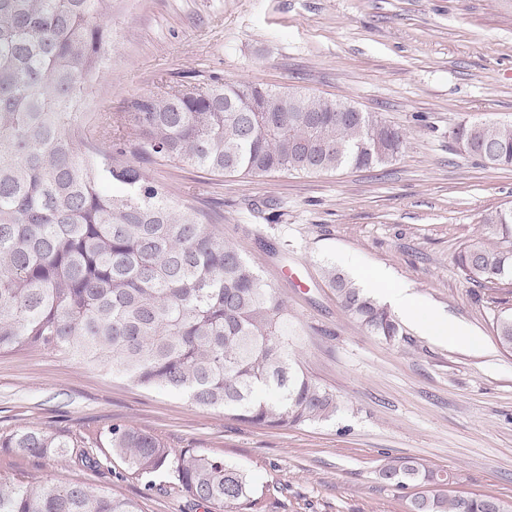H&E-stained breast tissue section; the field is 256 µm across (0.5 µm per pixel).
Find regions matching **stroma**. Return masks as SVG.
I'll return each instance as SVG.
<instances>
[{"mask_svg": "<svg viewBox=\"0 0 512 512\" xmlns=\"http://www.w3.org/2000/svg\"><path fill=\"white\" fill-rule=\"evenodd\" d=\"M107 28L112 58L89 93L88 121L164 84L220 78L347 100L404 129L398 156L370 169L252 177L143 163L277 289L298 360L345 408L318 424L260 428L69 355L3 354L0 435L65 434L101 466L0 450V478L80 481L141 512H235L191 505L171 473L129 470L107 440L112 424L128 423L173 453L247 471L260 512H408L414 488L378 477L394 457L453 473L447 494L512 501V352L494 337L512 285L471 283L455 261L484 215L512 204V168L485 165L452 135L467 121L512 122V0H112ZM342 254L390 269L476 344L412 324L400 343L369 335L323 276Z\"/></svg>", "mask_w": 512, "mask_h": 512, "instance_id": "35a3bbf8", "label": "stroma"}]
</instances>
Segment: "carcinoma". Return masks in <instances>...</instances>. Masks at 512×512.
I'll list each match as a JSON object with an SVG mask.
<instances>
[{
  "label": "carcinoma",
  "instance_id": "carcinoma-1",
  "mask_svg": "<svg viewBox=\"0 0 512 512\" xmlns=\"http://www.w3.org/2000/svg\"><path fill=\"white\" fill-rule=\"evenodd\" d=\"M111 12L112 0H0V354L71 355L254 426L332 419L342 402L295 358L277 290L136 158L219 174H313L384 164L406 134L346 111V100L218 79L204 91L139 95L117 125H88L84 95L112 55ZM453 136L484 164L512 167V123L465 122ZM456 261L476 283L511 280L512 205L486 213L481 236ZM324 278L369 334L403 339L396 315L340 270L328 266ZM495 335L512 352V315L497 319ZM108 440L139 475L172 471L199 505H257L252 477L222 458L174 455L124 423L112 424ZM0 448L91 460L78 441L34 428L0 436ZM378 476L400 490L445 486L449 474L400 457ZM0 512L140 510L83 483L0 479ZM409 512H512V504L427 491Z\"/></svg>",
  "mask_w": 512,
  "mask_h": 512
}]
</instances>
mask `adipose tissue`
<instances>
[{"instance_id": "ef3b65f1", "label": "adipose tissue", "mask_w": 512, "mask_h": 512, "mask_svg": "<svg viewBox=\"0 0 512 512\" xmlns=\"http://www.w3.org/2000/svg\"><path fill=\"white\" fill-rule=\"evenodd\" d=\"M342 263L349 268L356 281L366 287L381 290L393 312L416 324L426 335L439 340L471 341L472 336L465 325L452 322L429 308L408 284L395 281L388 269L364 267L349 256L344 257Z\"/></svg>"}]
</instances>
